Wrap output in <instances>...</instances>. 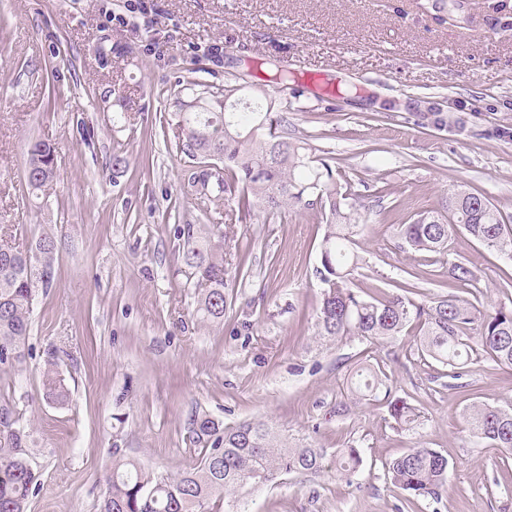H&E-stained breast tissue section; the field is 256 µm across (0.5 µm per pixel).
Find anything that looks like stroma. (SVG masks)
<instances>
[{
	"label": "stroma",
	"mask_w": 512,
	"mask_h": 512,
	"mask_svg": "<svg viewBox=\"0 0 512 512\" xmlns=\"http://www.w3.org/2000/svg\"><path fill=\"white\" fill-rule=\"evenodd\" d=\"M0 0V240L55 236L52 280L33 303L25 356L0 368V401L24 427L41 481L30 512H98L116 459L162 475L196 462L192 420L268 423L281 438L335 455L357 445L352 474L327 468L239 490L246 512H512V453L475 441L462 417L477 402L512 406V367L473 352L462 386L398 340L336 342L315 334L324 233L316 213L225 221L222 203L184 191L193 162L176 147L175 114L196 84L267 97L325 159L358 213L352 275L360 295L414 284L418 299L512 302V260L457 232L444 254L400 249L398 225L444 209L463 189L512 223V0ZM131 16L130 24L108 13ZM288 72L289 95L275 75ZM446 118L421 120L426 103ZM125 113L116 127L112 115ZM56 148L57 183L32 194L30 143ZM121 152L125 164L112 163ZM221 225L244 257L231 273L221 323L202 321L183 259ZM465 263L477 290L450 274ZM55 358L72 392L42 396ZM382 370L421 414L393 428L382 402L332 409L354 370ZM415 446L452 465L448 490L408 502L384 476Z\"/></svg>",
	"instance_id": "obj_1"
}]
</instances>
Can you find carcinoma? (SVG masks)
Here are the masks:
<instances>
[{
	"instance_id": "obj_1",
	"label": "carcinoma",
	"mask_w": 512,
	"mask_h": 512,
	"mask_svg": "<svg viewBox=\"0 0 512 512\" xmlns=\"http://www.w3.org/2000/svg\"><path fill=\"white\" fill-rule=\"evenodd\" d=\"M231 88H204L203 106L178 112L177 147L200 172H193L187 187L205 202L224 195V213L247 216L257 209L275 214L293 202L325 219L317 273L323 290L316 313V335L325 339L396 340L415 330L421 352L448 369L459 380L468 372L471 352L479 347L497 364L512 366V306L481 310L456 296L418 301L403 293L361 296L350 286V275L360 257L352 249L357 225L351 223L354 206L333 177L332 168L308 153L306 142L293 136L288 124L273 111V101L242 110L224 103ZM42 157V167L27 178L32 191H43L56 176L54 148L37 141L29 149L28 164ZM462 230L474 240L512 258V224L483 196L456 190L448 194L444 211H424L400 225L402 244L414 252L447 248L453 233ZM37 254L9 247L0 253V366L19 360L30 331L35 296L34 262ZM185 262L199 290L200 319L224 318L227 270L216 249L187 248ZM451 277L470 285L474 271L463 263L452 265ZM45 399L65 405L70 392L55 365L43 373ZM382 400L395 428L413 430L420 411L397 396L375 370H360L350 379L346 396L336 403L341 416L350 404ZM473 437L491 448L512 450V407L473 404L464 410ZM8 406H0V512H28L38 485L27 447L26 434L16 427ZM193 434L209 442L200 461L175 477L157 475L131 459H118L106 475L99 512H213V504L246 485L265 484L281 475L316 472L323 468L326 451L278 440L267 424L245 422L222 427L202 415L193 419ZM363 449L349 446L336 454V469L356 472ZM450 463L442 453L426 447L409 449L386 464L388 479L412 501L438 498L448 484Z\"/></svg>"
}]
</instances>
